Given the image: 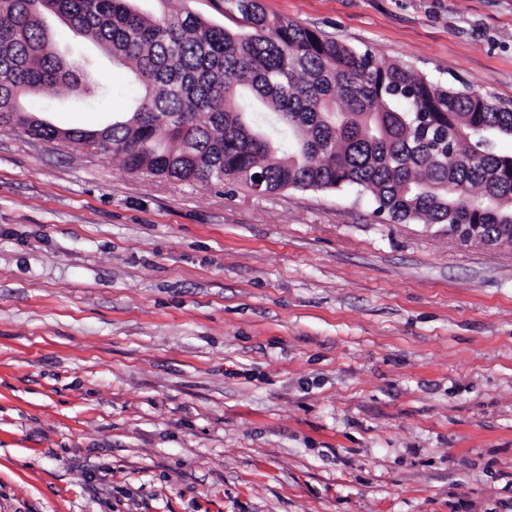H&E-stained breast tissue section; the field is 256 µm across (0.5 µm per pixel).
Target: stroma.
<instances>
[{"label": "stroma", "instance_id": "stroma-1", "mask_svg": "<svg viewBox=\"0 0 512 512\" xmlns=\"http://www.w3.org/2000/svg\"><path fill=\"white\" fill-rule=\"evenodd\" d=\"M258 2L512 108V0ZM0 512H512V246L0 126Z\"/></svg>", "mask_w": 512, "mask_h": 512}]
</instances>
